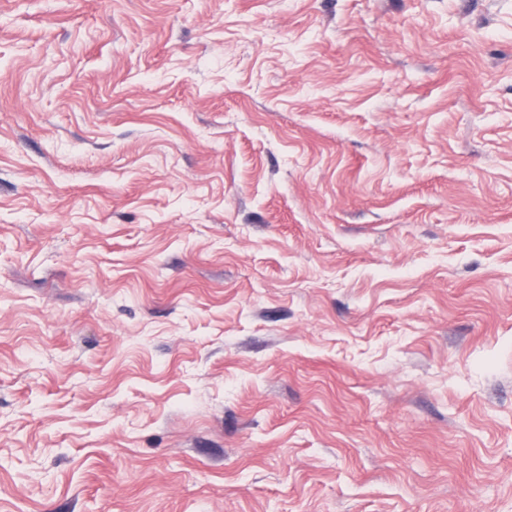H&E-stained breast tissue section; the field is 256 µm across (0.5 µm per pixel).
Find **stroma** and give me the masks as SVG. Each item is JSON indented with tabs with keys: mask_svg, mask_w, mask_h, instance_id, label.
I'll return each mask as SVG.
<instances>
[{
	"mask_svg": "<svg viewBox=\"0 0 512 512\" xmlns=\"http://www.w3.org/2000/svg\"><path fill=\"white\" fill-rule=\"evenodd\" d=\"M0 512H512V0H0Z\"/></svg>",
	"mask_w": 512,
	"mask_h": 512,
	"instance_id": "1",
	"label": "stroma"
}]
</instances>
